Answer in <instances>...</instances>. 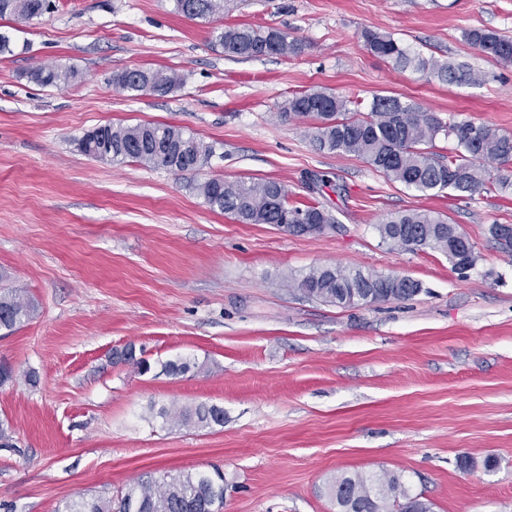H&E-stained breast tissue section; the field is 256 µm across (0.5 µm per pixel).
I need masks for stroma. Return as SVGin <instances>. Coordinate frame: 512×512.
I'll list each match as a JSON object with an SVG mask.
<instances>
[{
	"mask_svg": "<svg viewBox=\"0 0 512 512\" xmlns=\"http://www.w3.org/2000/svg\"><path fill=\"white\" fill-rule=\"evenodd\" d=\"M228 23L277 28L305 49L226 57L213 31ZM474 28L512 37V0H226L207 21L174 0H56L27 23L0 18L17 46L0 56V289L37 307L0 338L13 370L0 385L11 428L0 512H63L147 473L216 468L222 512H336L327 487L337 475L383 472L433 512H512V259L489 232L512 224V195H422L317 150L312 120L280 115L301 90L367 103L380 94L512 133V64L472 49ZM366 29L481 80L394 69L364 48ZM38 63L81 77L43 88L25 76ZM126 68L182 84L131 97L111 83ZM146 123L192 132L214 153L176 173L79 148L97 127ZM213 177L278 180L290 204L321 205L337 225L294 236L237 223L198 195ZM423 208L473 244L466 274L440 252L381 242L382 221ZM321 265L407 276L420 291L345 308L295 294L293 277ZM128 347L150 371L113 360ZM177 358L196 369L162 373ZM198 404L223 408V424L159 415Z\"/></svg>",
	"mask_w": 512,
	"mask_h": 512,
	"instance_id": "1",
	"label": "stroma"
}]
</instances>
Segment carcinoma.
I'll return each instance as SVG.
<instances>
[{
    "label": "carcinoma",
    "instance_id": "1",
    "mask_svg": "<svg viewBox=\"0 0 512 512\" xmlns=\"http://www.w3.org/2000/svg\"><path fill=\"white\" fill-rule=\"evenodd\" d=\"M52 8V0H0V17L10 15L27 23ZM175 10L189 18L208 19L224 10V0H175ZM361 38L372 54L390 60L400 69L422 72L448 84L477 83L470 68L425 58L412 53L394 37L366 29ZM216 40L224 55L232 58L297 56L304 43L278 29L249 25L226 26ZM466 42L484 56L512 64V38L489 29L465 33ZM78 76L69 66L38 65L27 78L40 86L67 85ZM112 86L132 96L150 92L172 93L179 85L173 73L143 68L126 69L112 75ZM281 116L315 121L313 141L320 151L348 153L363 159L389 179L424 195L446 190L463 196L496 191L512 194V134L486 124L444 120L418 104H407L395 96L376 95L369 112L359 103L334 93L303 90L288 97ZM453 138L454 153L448 160L435 158L432 148L439 137ZM80 148L98 160L127 161L172 172L194 171L207 163L211 145L171 125H105L86 134ZM500 162L492 173L481 161ZM206 204L242 224H284L292 235H320L324 226L336 223L327 210L315 205L291 206L284 184L273 180L246 183L210 178L196 185ZM382 242L411 251L431 249L448 257L454 269L474 265V246L449 218L431 210H408L378 225ZM301 295L341 307L409 299L420 292L409 277L396 278L360 268L320 266L294 278ZM35 304L15 290L0 293V331L10 334L34 318ZM160 417L184 426L206 427L224 423V409L199 404L173 412L161 409ZM330 495L343 512H432V503L409 493L396 474L359 473L336 477ZM224 504V475L204 472L167 479L145 474L124 495L83 499L66 505L65 512H219Z\"/></svg>",
    "mask_w": 512,
    "mask_h": 512
}]
</instances>
